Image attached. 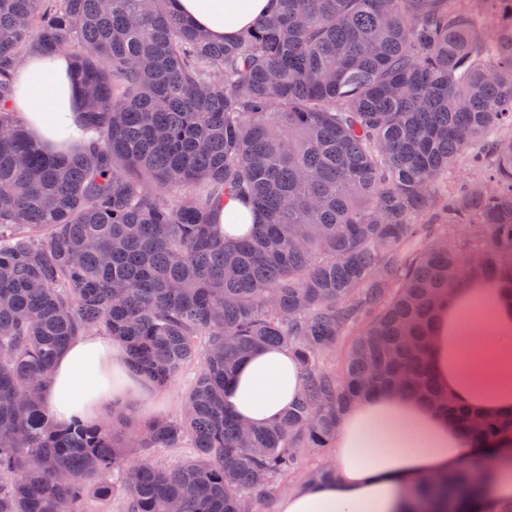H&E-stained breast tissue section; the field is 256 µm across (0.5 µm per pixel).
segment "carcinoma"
<instances>
[{
    "instance_id": "1",
    "label": "carcinoma",
    "mask_w": 512,
    "mask_h": 512,
    "mask_svg": "<svg viewBox=\"0 0 512 512\" xmlns=\"http://www.w3.org/2000/svg\"><path fill=\"white\" fill-rule=\"evenodd\" d=\"M168 2L0 0V512H83L112 474L127 512H250L297 449L326 452L390 388L442 404L479 448L511 439L512 416L439 397L426 340L466 272L512 276V0H488L493 40L463 0H274L224 42ZM57 50L91 143L45 153L10 111L11 73ZM463 163L483 178L420 223ZM227 196L263 216L242 240L213 223ZM87 332L158 386L196 362L181 414L131 437L112 407L110 425H57L39 392ZM274 346L298 357L301 396L246 428L224 383ZM418 492L481 512L466 471Z\"/></svg>"
}]
</instances>
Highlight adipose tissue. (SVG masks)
<instances>
[{"label": "adipose tissue", "instance_id": "adipose-tissue-1", "mask_svg": "<svg viewBox=\"0 0 512 512\" xmlns=\"http://www.w3.org/2000/svg\"><path fill=\"white\" fill-rule=\"evenodd\" d=\"M271 0H173L181 19L221 42L267 16ZM13 108L46 149L90 138L76 122V93L65 53L25 57L14 71ZM441 395L471 414H512V280L489 284L465 277L443 298L427 348ZM124 344L89 332L58 356L40 403L55 423L99 420L105 404L137 409L156 388L128 370ZM302 379L296 355L266 347L249 356L224 388V404L253 426L277 422L298 400ZM440 406L388 389L342 416L333 442V477L284 497L278 512H408L409 489L421 480L468 469L477 456ZM500 464L479 474L483 512H512V443L501 442Z\"/></svg>", "mask_w": 512, "mask_h": 512}]
</instances>
